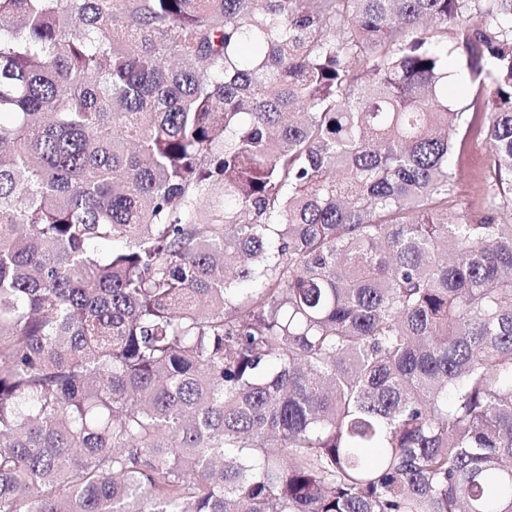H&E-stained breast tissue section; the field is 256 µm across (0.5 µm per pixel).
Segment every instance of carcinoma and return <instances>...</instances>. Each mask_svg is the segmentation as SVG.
Instances as JSON below:
<instances>
[{"label":"carcinoma","instance_id":"obj_1","mask_svg":"<svg viewBox=\"0 0 512 512\" xmlns=\"http://www.w3.org/2000/svg\"><path fill=\"white\" fill-rule=\"evenodd\" d=\"M0 512H512V0H0ZM452 109L466 112L467 124L463 127L464 144L459 155L457 166L462 170L458 181L455 202L448 204V210L454 204H462L467 209L479 212L483 208L482 178L489 169V150L486 143V126L483 112L470 107L472 95L460 91L448 94Z\"/></svg>","mask_w":512,"mask_h":512}]
</instances>
